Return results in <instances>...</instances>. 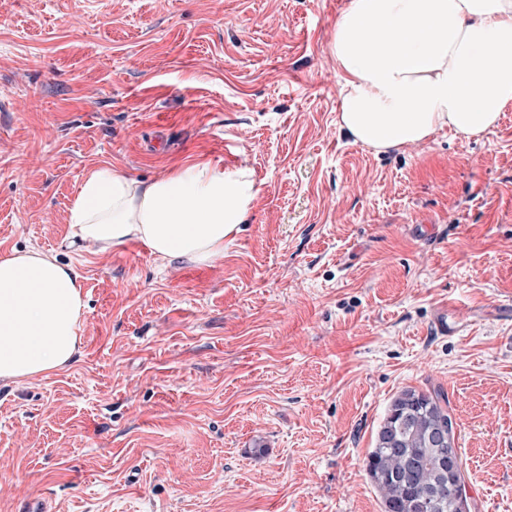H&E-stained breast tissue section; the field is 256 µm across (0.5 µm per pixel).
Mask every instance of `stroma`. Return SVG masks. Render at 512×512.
Returning <instances> with one entry per match:
<instances>
[{
    "instance_id": "obj_1",
    "label": "stroma",
    "mask_w": 512,
    "mask_h": 512,
    "mask_svg": "<svg viewBox=\"0 0 512 512\" xmlns=\"http://www.w3.org/2000/svg\"><path fill=\"white\" fill-rule=\"evenodd\" d=\"M347 0H0V255L82 276V354L0 386V512H382L388 404L445 394L512 512V106L377 154L338 127ZM253 171L211 265L74 239L84 176ZM447 307L454 332L436 320Z\"/></svg>"
}]
</instances>
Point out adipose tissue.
<instances>
[{
    "mask_svg": "<svg viewBox=\"0 0 512 512\" xmlns=\"http://www.w3.org/2000/svg\"><path fill=\"white\" fill-rule=\"evenodd\" d=\"M330 51L339 128L377 153L443 130L483 136L512 105V0H348ZM255 197L243 168L193 161L141 181L101 167L67 222L102 251L135 242L168 264H207L223 258ZM84 312L72 264L38 250L0 256V385L75 362Z\"/></svg>",
    "mask_w": 512,
    "mask_h": 512,
    "instance_id": "ef3b65f1",
    "label": "adipose tissue"
}]
</instances>
